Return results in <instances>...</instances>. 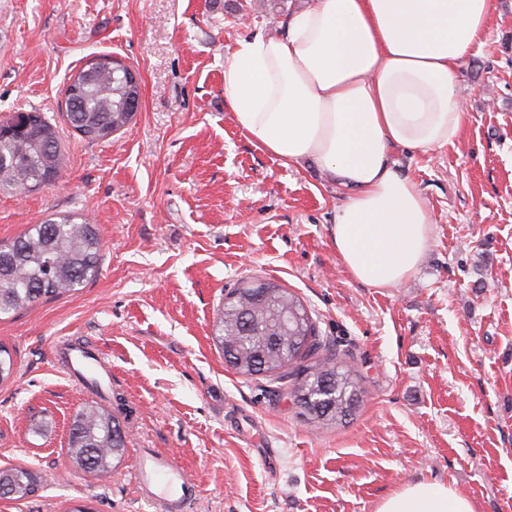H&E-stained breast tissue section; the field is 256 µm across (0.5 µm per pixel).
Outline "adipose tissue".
Here are the masks:
<instances>
[{
    "label": "adipose tissue",
    "mask_w": 512,
    "mask_h": 512,
    "mask_svg": "<svg viewBox=\"0 0 512 512\" xmlns=\"http://www.w3.org/2000/svg\"><path fill=\"white\" fill-rule=\"evenodd\" d=\"M493 11V0H309L280 33L238 41L224 63L225 97L251 140L344 189L330 242L364 285H398L430 246L427 201L392 152L458 140L460 69L484 45ZM376 512L474 509L448 485L419 480Z\"/></svg>",
    "instance_id": "obj_1"
}]
</instances>
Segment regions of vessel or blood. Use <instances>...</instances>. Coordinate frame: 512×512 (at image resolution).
I'll use <instances>...</instances> for the list:
<instances>
[{
    "label": "vessel or blood",
    "instance_id": "obj_1",
    "mask_svg": "<svg viewBox=\"0 0 512 512\" xmlns=\"http://www.w3.org/2000/svg\"><path fill=\"white\" fill-rule=\"evenodd\" d=\"M55 354L70 377L89 392H96L102 379L112 375L102 353L92 344L63 341L56 345ZM134 482L140 494L159 504L162 512H185L197 494L196 484L171 457L153 448L140 452Z\"/></svg>",
    "mask_w": 512,
    "mask_h": 512
}]
</instances>
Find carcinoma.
<instances>
[{"label":"carcinoma","mask_w":512,"mask_h":512,"mask_svg":"<svg viewBox=\"0 0 512 512\" xmlns=\"http://www.w3.org/2000/svg\"><path fill=\"white\" fill-rule=\"evenodd\" d=\"M129 86L115 64L93 72L87 87L66 106L72 128L88 142L106 140L132 119L124 110ZM26 130L10 124L0 132V186L31 190L47 174L60 172L63 159L55 127L42 112L25 113ZM101 239L96 225L67 217L48 219L6 245H0V316L74 292L99 270ZM215 341L230 368L252 377L289 380L288 395L307 420L337 425L360 406L363 395L354 371L329 355L318 356L322 341L301 299L270 280L252 279L228 293L215 320ZM14 369L11 351L0 345V383ZM126 436L112 405L84 403L70 427L67 454L84 472L105 475L122 459ZM11 486L8 499L19 502L39 485L35 472L0 468V483Z\"/></svg>","instance_id":"1"}]
</instances>
